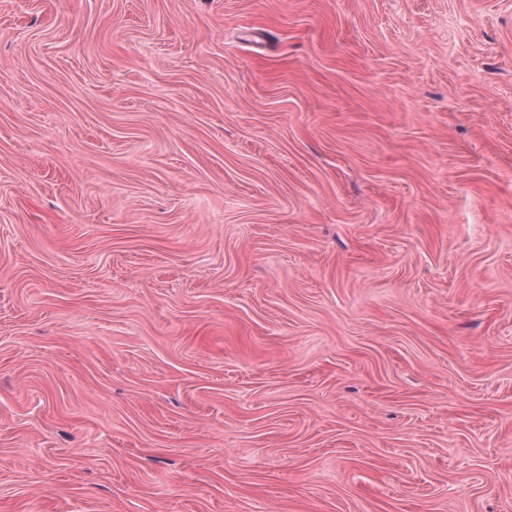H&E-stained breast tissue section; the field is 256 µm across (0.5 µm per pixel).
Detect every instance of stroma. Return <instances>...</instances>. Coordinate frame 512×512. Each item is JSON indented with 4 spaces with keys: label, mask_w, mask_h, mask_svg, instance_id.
<instances>
[{
    "label": "stroma",
    "mask_w": 512,
    "mask_h": 512,
    "mask_svg": "<svg viewBox=\"0 0 512 512\" xmlns=\"http://www.w3.org/2000/svg\"><path fill=\"white\" fill-rule=\"evenodd\" d=\"M0 512H512V0H0Z\"/></svg>",
    "instance_id": "35a3bbf8"
}]
</instances>
